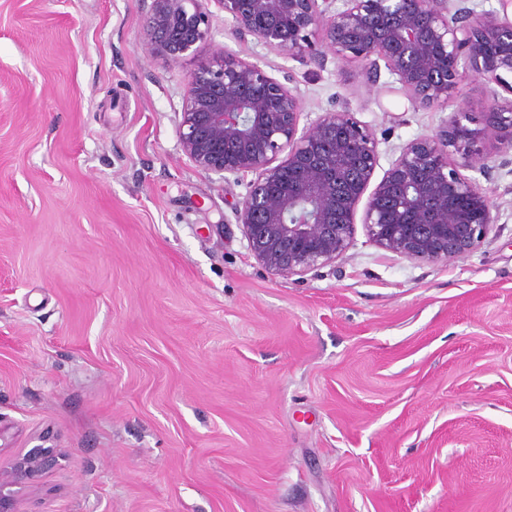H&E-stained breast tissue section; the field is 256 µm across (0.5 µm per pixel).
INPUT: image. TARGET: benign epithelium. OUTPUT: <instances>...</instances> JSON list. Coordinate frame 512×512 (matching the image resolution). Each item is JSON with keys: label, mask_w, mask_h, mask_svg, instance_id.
<instances>
[{"label": "benign epithelium", "mask_w": 512, "mask_h": 512, "mask_svg": "<svg viewBox=\"0 0 512 512\" xmlns=\"http://www.w3.org/2000/svg\"><path fill=\"white\" fill-rule=\"evenodd\" d=\"M152 0L145 50L178 62L211 39L209 4L248 36L321 64L327 54L374 74L385 68L413 107L448 100L468 68L510 95L481 113L452 112L431 136L403 146L381 180L374 133L353 113L326 112L300 127L297 92L256 63L224 53L191 73L178 123L183 153L204 174L253 175L236 208L253 257L271 274L303 276L336 261L353 238L359 205L373 242L432 264L464 257L489 235L493 205L467 175L488 171L476 142L512 133V0L478 12L466 0ZM479 127H474V124ZM38 445L0 457V512H21L22 496L56 461Z\"/></svg>", "instance_id": "1"}]
</instances>
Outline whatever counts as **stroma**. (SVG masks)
Listing matches in <instances>:
<instances>
[{"label": "stroma", "mask_w": 512, "mask_h": 512, "mask_svg": "<svg viewBox=\"0 0 512 512\" xmlns=\"http://www.w3.org/2000/svg\"><path fill=\"white\" fill-rule=\"evenodd\" d=\"M151 0H0V427L61 456L22 512H512V149L479 146L496 223L444 264L356 224L335 263L271 275L177 122L199 59L260 62L302 124L347 110L376 176L451 112L253 38L149 55Z\"/></svg>", "instance_id": "1"}]
</instances>
